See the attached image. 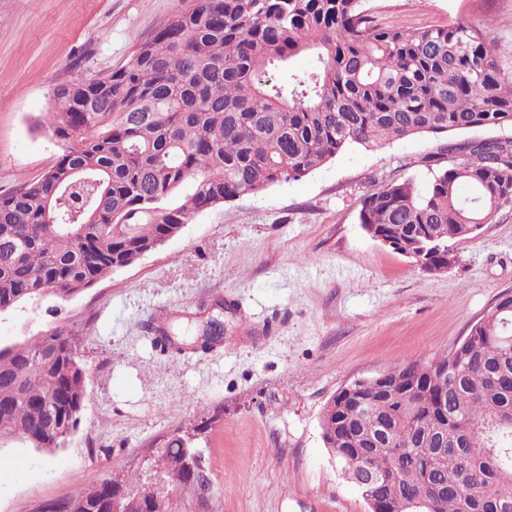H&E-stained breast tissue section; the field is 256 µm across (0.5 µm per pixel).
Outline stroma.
<instances>
[{
	"label": "stroma",
	"mask_w": 512,
	"mask_h": 512,
	"mask_svg": "<svg viewBox=\"0 0 512 512\" xmlns=\"http://www.w3.org/2000/svg\"><path fill=\"white\" fill-rule=\"evenodd\" d=\"M176 0H0V194L40 177L63 151L48 122L61 84L119 70ZM380 21L488 30L512 70V0H364ZM512 139V127L380 148L350 146L306 176L193 215L180 235L80 294L0 313V344L64 326L87 370L76 434L45 452L0 447V512L45 503L142 469L178 427L196 428L206 492L178 512H367L330 458L319 416L344 384L394 361L449 351L512 292V205L456 243L457 263L428 274L359 224L385 182L427 187L448 142ZM224 322L207 351L156 346Z\"/></svg>",
	"instance_id": "obj_1"
}]
</instances>
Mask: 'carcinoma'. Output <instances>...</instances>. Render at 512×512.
I'll return each instance as SVG.
<instances>
[{
	"mask_svg": "<svg viewBox=\"0 0 512 512\" xmlns=\"http://www.w3.org/2000/svg\"><path fill=\"white\" fill-rule=\"evenodd\" d=\"M490 33L379 23L363 0H178L162 26L105 78L53 91L51 127L66 143L39 178L0 194V312L92 287L129 267L206 208L307 175L350 144L381 147L418 134L512 126V72ZM308 54L315 66L292 69ZM452 163L426 192L380 185L359 213L368 231L420 266L456 263L512 204V140L450 142ZM192 193L180 198L184 183ZM357 391L341 388L319 420L324 447L361 497L411 512L435 486L432 512H501L512 505V294L448 352L393 363ZM86 370L62 328L0 346V446L52 452L80 424ZM378 450L350 446L383 421ZM197 431L166 437L168 487L139 470L44 505L42 512H112V486L133 490L128 512H175L194 488Z\"/></svg>",
	"mask_w": 512,
	"mask_h": 512,
	"instance_id": "obj_1",
	"label": "carcinoma"
}]
</instances>
